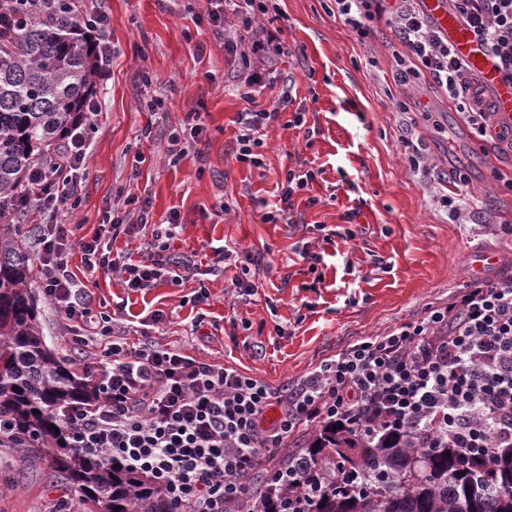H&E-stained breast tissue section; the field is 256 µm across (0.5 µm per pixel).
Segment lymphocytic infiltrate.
Here are the masks:
<instances>
[{"label": "lymphocytic infiltrate", "mask_w": 512, "mask_h": 512, "mask_svg": "<svg viewBox=\"0 0 512 512\" xmlns=\"http://www.w3.org/2000/svg\"><path fill=\"white\" fill-rule=\"evenodd\" d=\"M272 0H208L206 22L238 63L234 82L244 99L262 88L252 60L274 65L286 56L278 30L244 35L237 18L265 15ZM336 14L367 38L386 19L398 43L395 79L423 78L467 112L478 136H512V123L490 132L492 107L479 73L432 28L421 0H334ZM499 80L512 85V0H451ZM66 12L75 34L97 32L108 20L101 0H0V23L46 22ZM279 109L241 113L237 162L262 167L258 130L279 121ZM89 145L75 128L51 163L32 165L25 188L9 200L34 224L40 286L65 330L76 359L97 385L99 401L70 411V444L84 456L147 475L171 512H239L251 474L266 469L267 490L290 487L279 512H304L327 487V473L309 457L275 464L277 453L303 430L336 422L366 435L388 425L418 435L424 446L479 449L493 460L512 447V279L474 281L452 303L429 307L414 321L349 344L303 379L275 387L238 369L206 362L179 349L130 342L115 335L111 316L90 306L87 285L69 269L80 250L85 272L120 275L143 290L161 275L180 280L167 253L175 222L157 230L149 260L131 250L106 252L100 237L74 240L72 213ZM275 419H268L269 411Z\"/></svg>", "instance_id": "f902f5d3"}]
</instances>
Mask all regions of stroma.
Returning <instances> with one entry per match:
<instances>
[{"label": "stroma", "mask_w": 512, "mask_h": 512, "mask_svg": "<svg viewBox=\"0 0 512 512\" xmlns=\"http://www.w3.org/2000/svg\"><path fill=\"white\" fill-rule=\"evenodd\" d=\"M277 4L278 15L257 16L254 24L280 29L289 54L264 72V89L247 101L232 85L223 45L196 23L206 0H104L109 21L97 36L111 46L112 60L95 77L101 113L89 132L73 213L75 238L88 240L118 194L136 195L151 214L135 241L146 256L157 225L177 217L169 253L189 264L190 274L137 292L100 276L88 288L93 311L114 315L115 332H146L149 341L275 386L302 379L349 343L448 304L469 284L470 247L512 255V151L478 139L427 81L394 82V34L386 22H373L361 40L333 0ZM285 89L291 100L282 105ZM160 97L165 111L151 114ZM401 102L407 111H398ZM193 107L206 138L170 163L168 138ZM273 107L282 118L261 137L263 167L237 162L239 114ZM296 112L317 127L312 139L289 127ZM405 132L426 171L411 168ZM476 145L491 175L472 165ZM300 162L319 171L294 197L300 223H263L262 213L279 202L286 169ZM461 175L480 212L454 224L438 200ZM486 211L495 224H484ZM328 229L338 233L331 244ZM348 230L354 238H345ZM305 244L321 254L320 263L299 257ZM224 246L257 258L250 268L257 294L239 295L232 284L238 268L215 263V249ZM202 291L208 298L201 302ZM38 308L47 345L74 364L71 337L48 300L39 298ZM65 483L44 449H27L19 470L0 475V512H55Z\"/></svg>", "instance_id": "35a3bbf8"}]
</instances>
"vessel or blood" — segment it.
Here are the masks:
<instances>
[{
	"label": "vessel or blood",
	"mask_w": 512,
	"mask_h": 512,
	"mask_svg": "<svg viewBox=\"0 0 512 512\" xmlns=\"http://www.w3.org/2000/svg\"><path fill=\"white\" fill-rule=\"evenodd\" d=\"M424 6L434 26L448 38L457 53L484 75L494 91L497 117L512 120V87L498 80L490 63L479 50L452 6L448 5L446 0H424ZM468 269L476 276L512 277V266L483 248L469 250Z\"/></svg>",
	"instance_id": "1"
}]
</instances>
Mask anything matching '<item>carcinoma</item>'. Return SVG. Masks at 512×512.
Listing matches in <instances>:
<instances>
[{"instance_id": "carcinoma-1", "label": "carcinoma", "mask_w": 512, "mask_h": 512, "mask_svg": "<svg viewBox=\"0 0 512 512\" xmlns=\"http://www.w3.org/2000/svg\"><path fill=\"white\" fill-rule=\"evenodd\" d=\"M67 16L17 25L0 49V196L23 190L24 176L61 146L97 96V43L71 34ZM19 224H0V419L14 444L49 448L52 467L78 490L85 512H169L145 475L104 466L70 446L64 413L94 404L84 375L47 346L29 287L31 256ZM38 413H33V410ZM304 452L337 471L307 512H512V447L493 464L442 445L422 448L409 432L377 437L321 426Z\"/></svg>"}]
</instances>
